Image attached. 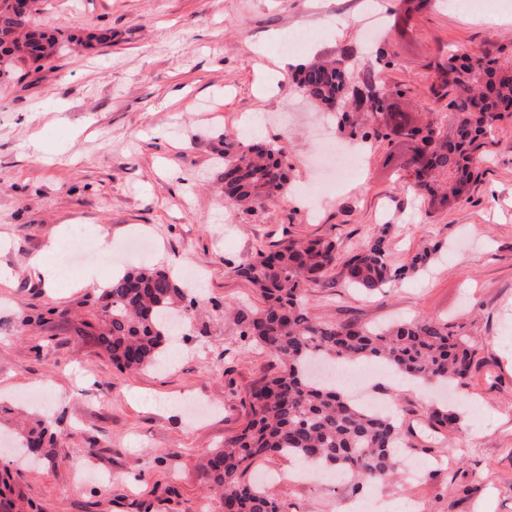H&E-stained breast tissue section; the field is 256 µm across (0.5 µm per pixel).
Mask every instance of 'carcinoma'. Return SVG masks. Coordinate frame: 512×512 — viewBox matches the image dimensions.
<instances>
[{
  "mask_svg": "<svg viewBox=\"0 0 512 512\" xmlns=\"http://www.w3.org/2000/svg\"><path fill=\"white\" fill-rule=\"evenodd\" d=\"M23 11L0 0V77L28 65L39 68L66 50L58 36L37 23L38 0ZM343 50L330 60L299 67L296 81L314 103L351 101L362 92L367 112L387 109L378 96L373 72L355 77L343 66ZM362 89L348 92L352 82ZM436 81L451 85L448 104L454 119L443 127L431 120L414 122L404 112L389 113L391 133L413 143L410 161L415 185L431 206L446 208L467 193L473 179V152L496 122L512 117V57L453 52ZM215 179L228 207L262 205L286 189L288 172L280 148L269 142L245 145L224 139ZM381 234L345 261L347 284L374 292L399 275L386 261ZM336 266V245L315 240L283 243L273 252L258 251L235 272L259 292L263 307H228L239 336L273 354L281 370L249 390L248 419L224 447L207 451L201 477L219 495L222 512H291V504L245 479L256 461L293 456L309 467L346 472L355 486L386 482L401 470V427L391 413H372L336 391L314 367L336 362H377L404 380L465 383L475 368L477 350L435 318L381 327L357 323H321L304 307L305 289L322 284ZM105 331L97 345L121 370L137 371L164 361L167 342L177 335L175 313L198 305L193 289L167 270L142 267L111 281L98 296ZM429 424L444 431L461 429L460 416L449 407L435 409ZM17 447L35 452L49 464L57 454L54 433L39 423L19 433Z\"/></svg>",
  "mask_w": 512,
  "mask_h": 512,
  "instance_id": "carcinoma-1",
  "label": "carcinoma"
}]
</instances>
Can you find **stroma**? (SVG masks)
<instances>
[{
    "label": "stroma",
    "mask_w": 512,
    "mask_h": 512,
    "mask_svg": "<svg viewBox=\"0 0 512 512\" xmlns=\"http://www.w3.org/2000/svg\"><path fill=\"white\" fill-rule=\"evenodd\" d=\"M382 2L386 63L358 23L372 0H40L39 20L71 49L0 83V270L11 273L0 288V435L26 419L61 432L53 466L25 465L0 444L25 512H221L197 459L240 431L249 389L281 368L224 315L228 304H261L235 266L289 239L333 241L342 261L380 234L400 278L367 293L333 269L304 292L310 316L444 319L474 343L479 366L466 384L440 389L392 383L371 364L368 387L392 404L402 454L420 469L351 499L385 512H512V122L484 138L475 182L448 209H431L414 188L403 138L372 140L344 184L319 192L318 159L346 134L334 125L319 141L293 81L297 65L347 48L351 72L375 70L386 92L402 91L401 110L444 123L439 65L455 50L512 55V11L463 17L438 5L405 33L404 0ZM98 29L111 31V45L82 51L79 40ZM283 33L303 40L295 63L284 61ZM36 132L46 146L37 155L25 147ZM227 136L282 146L286 192L226 207L214 172ZM60 227L82 229L87 251L65 244L75 285L55 292L30 269ZM97 227L114 242L109 254ZM425 248L430 262L412 269ZM144 264L193 274L201 298L165 365L122 372L93 343L98 314L76 280L90 266L108 283ZM451 405L461 430L429 429V410ZM296 464L274 456L248 476L267 475L297 512H340L335 476L283 480ZM83 469L108 483L81 480Z\"/></svg>",
    "instance_id": "35a3bbf8"
}]
</instances>
